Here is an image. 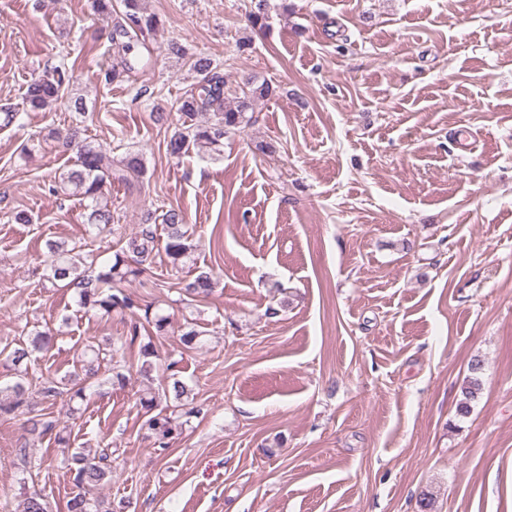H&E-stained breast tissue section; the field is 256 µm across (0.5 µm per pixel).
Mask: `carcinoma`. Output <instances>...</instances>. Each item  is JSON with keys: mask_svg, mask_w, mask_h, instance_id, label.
Instances as JSON below:
<instances>
[{"mask_svg": "<svg viewBox=\"0 0 512 512\" xmlns=\"http://www.w3.org/2000/svg\"><path fill=\"white\" fill-rule=\"evenodd\" d=\"M267 0H255L254 9L248 19L254 29L264 30L269 27V15L266 9ZM122 10L112 13V0H93V8L99 12L113 14L112 39L122 45L125 53H130L133 44L145 32L154 30L160 25V19L145 11L142 0H121ZM168 53L178 58H189L191 70L198 78L199 90H190L178 104V112L182 122L176 124L167 141L169 153L180 156L189 145L194 143L208 144L219 149L224 144V137L239 129L249 121L247 113L253 110L258 100L269 99L275 90L269 83L252 80L248 90L242 91L235 104L226 103L224 96V75L217 70L211 58L201 55H188L187 48L178 42L168 45ZM73 82L69 68L57 66L46 78L32 81L25 93V101L34 110L50 109L65 98V91ZM122 173L118 178L126 180L140 177L145 173V165L140 154H129L121 160ZM112 180V168L103 165V154L99 146L91 141H84L77 146L74 164L59 176L60 189L80 195L90 201L87 205L86 223L93 227L112 223V212L100 206L98 199L103 185ZM163 226L166 238L164 251L172 267L176 268L192 250L191 236L182 213L169 209L158 215L147 212L139 231L128 239L122 252L115 255V261L98 270L86 262V259L75 249H68L55 241L47 242L51 253L50 276L63 287L75 290L78 303L84 308L110 314L114 310L132 309L135 307L131 297L121 289L114 287V282L122 281L129 274L142 273L149 268L158 251V226ZM215 282L208 272L199 273L188 283L185 292L198 299L205 300L214 292ZM56 342L52 330L35 331L29 335L28 342L8 353L6 361L14 367L30 360L35 352L51 349ZM105 347H90L84 352V359L79 368L64 375L58 381H47L41 386L40 394L45 399H54L63 391L71 393L73 399H85L84 382L94 376ZM469 375L461 387L460 399L457 403V415L467 417L474 403L480 396L484 386V362L475 357L468 366ZM28 393L23 380H18L6 387H0V412H12L24 403ZM189 389L179 379L172 377L164 387V397L172 400L179 407L185 406ZM196 414L194 408L181 412V416L151 415L147 417L142 428L151 433L158 446L168 447L169 439L183 426L180 417L190 418ZM56 421L36 414L27 419V431L31 436L40 439L54 433ZM63 464L72 476L77 492L66 501L67 512H104L103 501L94 495V491L110 480L112 474L111 454L103 451L90 455L75 450L64 457ZM20 512H49V503L37 492H22Z\"/></svg>", "mask_w": 512, "mask_h": 512, "instance_id": "carcinoma-1", "label": "carcinoma"}]
</instances>
